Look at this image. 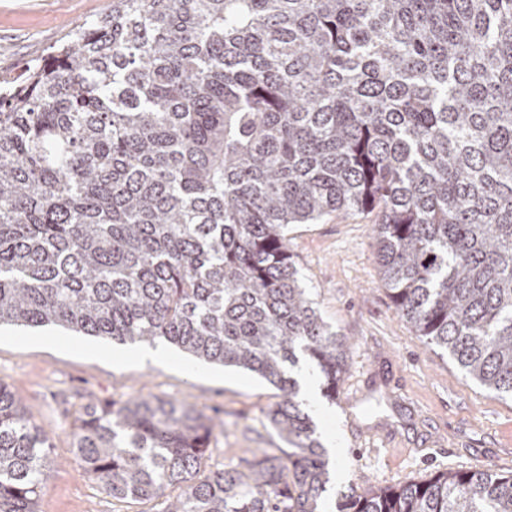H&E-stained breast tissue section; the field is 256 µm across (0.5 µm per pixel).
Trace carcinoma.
Here are the masks:
<instances>
[{"mask_svg": "<svg viewBox=\"0 0 512 512\" xmlns=\"http://www.w3.org/2000/svg\"><path fill=\"white\" fill-rule=\"evenodd\" d=\"M373 210L399 315L512 397V0H112L0 91V324L164 342L281 392L288 452L207 474L204 413L88 404L75 457L114 499L321 512L329 460L291 369L334 397L346 344L287 231ZM49 451L0 383V512H39ZM338 512H512V473Z\"/></svg>", "mask_w": 512, "mask_h": 512, "instance_id": "carcinoma-1", "label": "carcinoma"}]
</instances>
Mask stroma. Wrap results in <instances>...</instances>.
I'll return each mask as SVG.
<instances>
[{
    "label": "stroma",
    "instance_id": "stroma-1",
    "mask_svg": "<svg viewBox=\"0 0 512 512\" xmlns=\"http://www.w3.org/2000/svg\"><path fill=\"white\" fill-rule=\"evenodd\" d=\"M112 0H0V77L36 65L77 23ZM377 212L327 214L293 224L288 253L323 320L348 344L345 371L328 399L299 392L327 451L324 512L342 496L425 481L441 472H512V398L462 375L402 319L382 282ZM134 346L54 326H0V382L34 412L57 460L39 512H158L154 502L112 499L79 468L71 424L87 403L138 397L171 400L221 420L208 469L240 468L252 451L281 455L271 423L281 393L235 367L196 362L173 346L161 359L134 358Z\"/></svg>",
    "mask_w": 512,
    "mask_h": 512
}]
</instances>
